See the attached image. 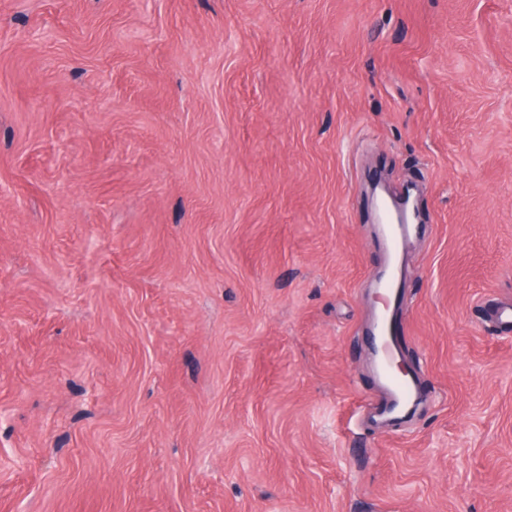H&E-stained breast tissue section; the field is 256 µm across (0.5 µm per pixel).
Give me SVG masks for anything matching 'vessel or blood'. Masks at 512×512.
<instances>
[{
  "instance_id": "vessel-or-blood-1",
  "label": "vessel or blood",
  "mask_w": 512,
  "mask_h": 512,
  "mask_svg": "<svg viewBox=\"0 0 512 512\" xmlns=\"http://www.w3.org/2000/svg\"><path fill=\"white\" fill-rule=\"evenodd\" d=\"M379 217L389 261L377 286L387 293L389 300L385 311L375 316L371 331L373 344L378 351L377 374L389 396L391 413L397 416L404 413L406 405L415 395L413 380L407 376L396 375L392 369L397 355L395 336L398 331L394 309L400 300L397 288V262L402 239L410 227L409 213L406 207L395 206L384 201L379 207Z\"/></svg>"
}]
</instances>
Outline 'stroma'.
Masks as SVG:
<instances>
[{
    "instance_id": "stroma-1",
    "label": "stroma",
    "mask_w": 512,
    "mask_h": 512,
    "mask_svg": "<svg viewBox=\"0 0 512 512\" xmlns=\"http://www.w3.org/2000/svg\"><path fill=\"white\" fill-rule=\"evenodd\" d=\"M501 300L512 0H0V512H512ZM379 217L389 261L377 286L388 294L389 300L386 310L380 315H375L371 331L373 344L378 351L377 374L390 399L389 413L398 416L404 413L406 405L415 396L413 380L408 376L396 375L392 369L397 355L395 336L398 331L394 309L400 300L397 288V262L402 239L410 227L409 213L406 207L382 201L379 207Z\"/></svg>"
}]
</instances>
